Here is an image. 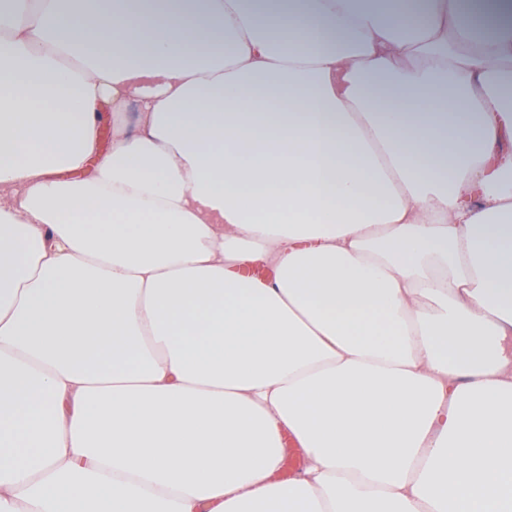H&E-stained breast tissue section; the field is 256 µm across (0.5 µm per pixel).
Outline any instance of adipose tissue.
Segmentation results:
<instances>
[{"label":"adipose tissue","instance_id":"obj_1","mask_svg":"<svg viewBox=\"0 0 512 512\" xmlns=\"http://www.w3.org/2000/svg\"><path fill=\"white\" fill-rule=\"evenodd\" d=\"M373 2L0 0V512H512V0Z\"/></svg>","mask_w":512,"mask_h":512}]
</instances>
